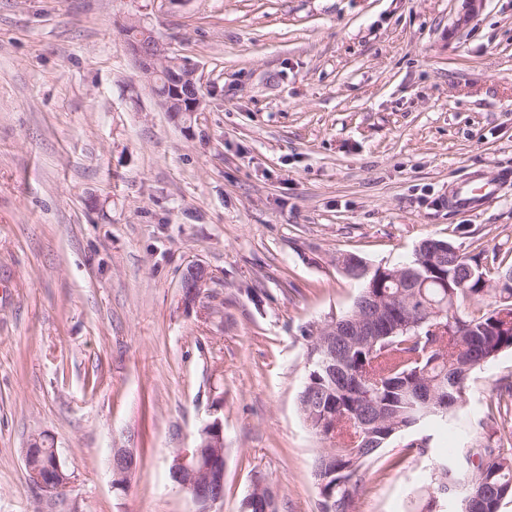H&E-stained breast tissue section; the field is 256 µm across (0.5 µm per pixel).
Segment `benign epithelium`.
Here are the masks:
<instances>
[{
    "label": "benign epithelium",
    "mask_w": 512,
    "mask_h": 512,
    "mask_svg": "<svg viewBox=\"0 0 512 512\" xmlns=\"http://www.w3.org/2000/svg\"><path fill=\"white\" fill-rule=\"evenodd\" d=\"M129 54L136 63L139 72L148 81L153 82L154 76L161 67L179 71L177 84L172 90L155 95L159 106L170 113L186 131H193V124L199 112L203 111L204 101L199 90L197 68L180 59L168 58V48L161 39L152 32L136 39L126 41ZM215 276L203 264H192L187 267L181 278V304L187 309L205 311L201 305L205 289L210 287ZM369 315L360 324L338 327L332 323L318 332L320 336H349L354 332L362 336H375L381 330L393 332L400 325L386 317L389 308L381 298L371 293L367 295ZM42 442L35 439L24 452V461L31 475L30 482L37 488L51 493L66 485V476L59 455H53L52 464L58 484L52 486L45 483L39 469ZM137 459L130 448H115L112 451V485L121 488L122 481L136 469ZM173 481L185 492L196 507V512H217L216 506L224 501V423L216 417L207 423L199 434L197 445L193 448H178L169 465ZM247 502L254 512H272L275 497L266 478L255 476L248 493Z\"/></svg>",
    "instance_id": "7a95c632"
}]
</instances>
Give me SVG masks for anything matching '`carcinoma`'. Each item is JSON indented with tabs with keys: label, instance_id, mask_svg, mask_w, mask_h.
<instances>
[{
	"label": "carcinoma",
	"instance_id": "cac0c4a2",
	"mask_svg": "<svg viewBox=\"0 0 512 512\" xmlns=\"http://www.w3.org/2000/svg\"><path fill=\"white\" fill-rule=\"evenodd\" d=\"M419 247L431 283L407 288L375 267L368 275L351 276L361 284L360 293L350 309L336 314L338 320L356 318L364 295L372 291L392 307L403 329L366 343L336 339L340 368L334 371L318 364L322 345L318 336L310 337L313 363L307 366L299 404L311 431L320 434L321 422L332 411L355 421L369 411L384 424L382 432L354 428L360 438L351 443L340 433L327 439L329 447L314 463L330 474L331 501L324 502V512H351L362 488V469L379 460L398 436L448 416L465 401L471 372L512 350V264L484 265L443 239L426 238ZM439 251L445 288L434 283L432 258ZM376 282L379 287L369 289ZM511 422L512 382L488 405L466 465L438 464L429 486L439 491L467 484L487 496L483 512H500L502 502L512 498Z\"/></svg>",
	"mask_w": 512,
	"mask_h": 512
}]
</instances>
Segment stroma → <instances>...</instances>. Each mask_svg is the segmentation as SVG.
<instances>
[{
  "mask_svg": "<svg viewBox=\"0 0 512 512\" xmlns=\"http://www.w3.org/2000/svg\"><path fill=\"white\" fill-rule=\"evenodd\" d=\"M0 0V512H195L172 453L224 423L221 512L255 474L278 512H320L325 443L303 420L308 334L360 286L336 254L409 261L435 237L512 263V187L475 213L453 183L512 169V0ZM198 69L185 132L127 52L128 20ZM211 267L207 317L180 305ZM512 351L431 425L394 440L352 512H424ZM71 474L30 484L32 439ZM137 468L112 487L111 457ZM215 276L213 272L203 264H192L187 267L181 278V304L187 309L196 308L200 313L205 312L204 303L205 288H209Z\"/></svg>",
  "mask_w": 512,
  "mask_h": 512,
  "instance_id": "obj_1",
  "label": "stroma"
}]
</instances>
